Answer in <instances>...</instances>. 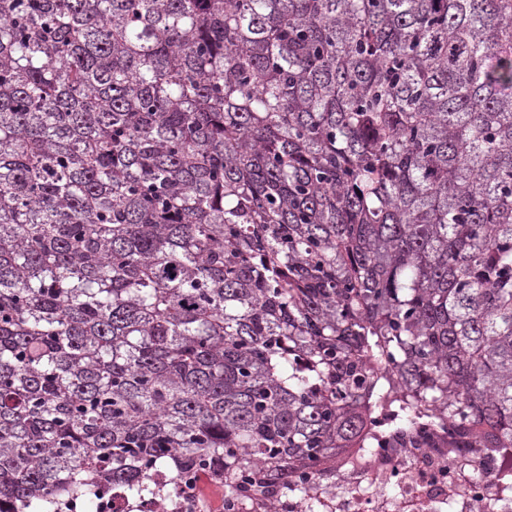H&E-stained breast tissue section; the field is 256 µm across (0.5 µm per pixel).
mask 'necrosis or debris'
<instances>
[{"mask_svg": "<svg viewBox=\"0 0 512 512\" xmlns=\"http://www.w3.org/2000/svg\"><path fill=\"white\" fill-rule=\"evenodd\" d=\"M276 512H512V448H352Z\"/></svg>", "mask_w": 512, "mask_h": 512, "instance_id": "1", "label": "necrosis or debris"}]
</instances>
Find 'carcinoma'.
Returning <instances> with one entry per match:
<instances>
[{"mask_svg":"<svg viewBox=\"0 0 512 512\" xmlns=\"http://www.w3.org/2000/svg\"><path fill=\"white\" fill-rule=\"evenodd\" d=\"M376 411L512 448V0H0V512Z\"/></svg>","mask_w":512,"mask_h":512,"instance_id":"1","label":"carcinoma"}]
</instances>
